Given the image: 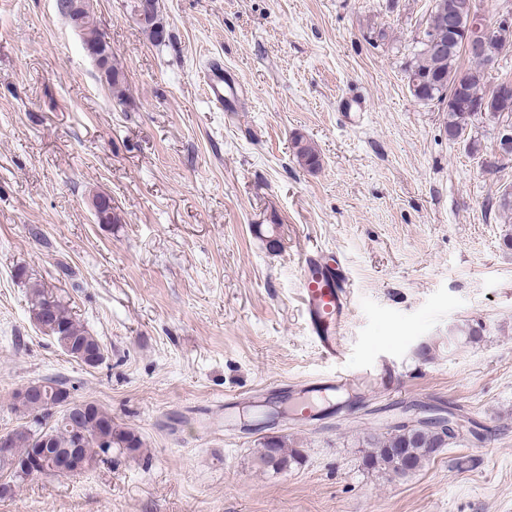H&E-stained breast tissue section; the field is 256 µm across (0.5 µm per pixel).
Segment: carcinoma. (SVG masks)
<instances>
[{
    "label": "carcinoma",
    "mask_w": 512,
    "mask_h": 512,
    "mask_svg": "<svg viewBox=\"0 0 512 512\" xmlns=\"http://www.w3.org/2000/svg\"><path fill=\"white\" fill-rule=\"evenodd\" d=\"M426 28L435 33L442 43H448V23L438 8L437 0H432ZM144 9L147 17L142 22L149 32L154 45L165 44L168 33L158 21V0H134L133 10ZM83 44L93 58H102L103 74L107 84L121 91L123 73L112 65V51L100 32L93 9L89 2L83 12L79 25ZM466 52L463 42H456L444 55H434L424 48L421 41L416 42L413 61L408 69V81L416 80L422 88V94L431 101L444 106V124L448 135L462 138L470 123L476 120L475 113L469 111L474 102L488 96V72L482 61L470 56L469 66H459V59ZM293 154L303 167L313 170L320 166V155L315 146L296 135L292 139ZM30 317L38 329L52 337L57 344L72 341L87 351L101 354L106 359L105 348L98 337L89 333L84 326L73 318L67 306L52 289L37 285L32 288ZM46 402L54 403L53 410L59 411V417L50 426L53 449L49 450L36 470L20 475L15 471L0 468V497L13 493L23 481L34 476L60 477L64 464L57 449L68 448L73 439L84 440L79 460L83 470H89L100 463L112 461L110 453L117 448L121 454H133L142 447L140 437L134 429L114 423L112 414L100 405L89 402L87 410L77 415L68 414L66 405L73 402L64 384L55 378H45L38 382ZM456 433H448L446 426L430 428H409L407 425L394 427L382 437L371 436L364 440L363 461L370 468H383L396 475L402 471L403 461L398 449H404L406 458L419 467L425 459H430L436 449L447 448L453 443ZM257 458L261 464L273 470H283L296 460L297 453L284 447L276 437H268L257 449Z\"/></svg>",
    "instance_id": "cac0c4a2"
}]
</instances>
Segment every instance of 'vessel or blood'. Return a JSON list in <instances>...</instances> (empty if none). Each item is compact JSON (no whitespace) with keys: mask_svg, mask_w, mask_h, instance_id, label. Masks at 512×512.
I'll list each match as a JSON object with an SVG mask.
<instances>
[{"mask_svg":"<svg viewBox=\"0 0 512 512\" xmlns=\"http://www.w3.org/2000/svg\"><path fill=\"white\" fill-rule=\"evenodd\" d=\"M300 291L305 323L322 356L329 361L343 358L340 336L350 315L348 281L342 267L324 262L319 253L305 255L301 265ZM349 376H329L297 385L291 394L299 419L313 422L325 413L322 398L346 388Z\"/></svg>","mask_w":512,"mask_h":512,"instance_id":"obj_1","label":"vessel or blood"}]
</instances>
